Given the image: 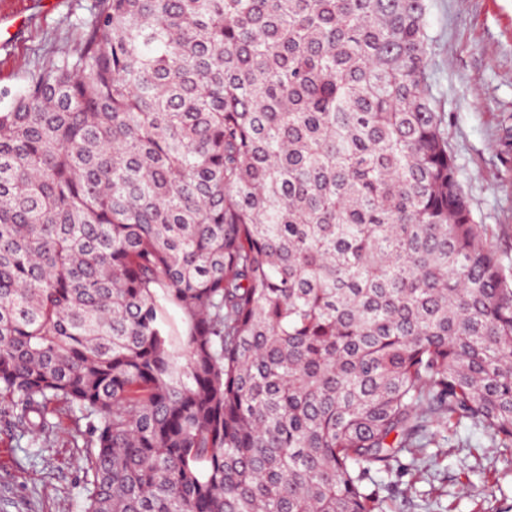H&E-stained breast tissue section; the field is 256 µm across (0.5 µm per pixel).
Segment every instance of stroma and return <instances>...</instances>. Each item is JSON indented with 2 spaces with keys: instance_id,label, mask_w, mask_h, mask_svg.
<instances>
[{
  "instance_id": "1",
  "label": "stroma",
  "mask_w": 512,
  "mask_h": 512,
  "mask_svg": "<svg viewBox=\"0 0 512 512\" xmlns=\"http://www.w3.org/2000/svg\"><path fill=\"white\" fill-rule=\"evenodd\" d=\"M95 0H0V91L73 51ZM427 82L474 220L512 272V0H427ZM0 395V512H82L86 450L72 420L51 433L13 424ZM377 473L389 512H512V474L471 436Z\"/></svg>"
}]
</instances>
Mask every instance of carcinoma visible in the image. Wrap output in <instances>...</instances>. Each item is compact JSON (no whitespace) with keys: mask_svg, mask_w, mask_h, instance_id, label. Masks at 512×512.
Masks as SVG:
<instances>
[{"mask_svg":"<svg viewBox=\"0 0 512 512\" xmlns=\"http://www.w3.org/2000/svg\"><path fill=\"white\" fill-rule=\"evenodd\" d=\"M426 10L95 0L0 108V394L80 413L83 512H383L370 472L461 425L512 469Z\"/></svg>","mask_w":512,"mask_h":512,"instance_id":"carcinoma-1","label":"carcinoma"}]
</instances>
